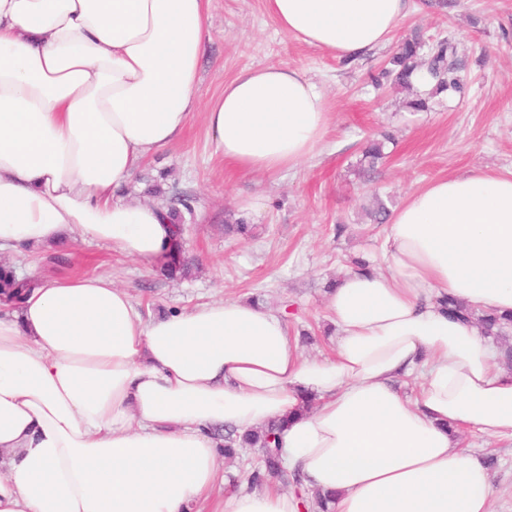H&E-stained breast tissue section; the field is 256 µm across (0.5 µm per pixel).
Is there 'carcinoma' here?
<instances>
[{
	"mask_svg": "<svg viewBox=\"0 0 512 512\" xmlns=\"http://www.w3.org/2000/svg\"><path fill=\"white\" fill-rule=\"evenodd\" d=\"M423 47L424 42L417 31L412 32L399 42L384 70V75L390 79L391 85L410 90L414 85L413 77L419 73L422 77L421 87L430 85L435 94L461 90L463 77L455 60L456 50L452 41L449 39L438 41L429 48L427 59L424 61L420 58V51ZM29 287V282L19 281L12 274L0 268L1 294L20 299ZM438 303L450 316L472 317V313L465 304L452 296H443ZM478 321L486 336H503L507 330L512 329L511 312L505 314L485 313L478 317ZM283 426L284 422L273 421L262 429L243 434L229 427L217 431V435L224 438V456L227 458L234 457L238 447L247 445L260 448L261 462L246 478L247 487L251 488L259 484L264 475L288 474V470L283 465L279 448V436Z\"/></svg>",
	"mask_w": 512,
	"mask_h": 512,
	"instance_id": "1",
	"label": "carcinoma"
}]
</instances>
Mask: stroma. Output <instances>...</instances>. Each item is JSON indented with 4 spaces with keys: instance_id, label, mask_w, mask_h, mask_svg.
Returning a JSON list of instances; mask_svg holds the SVG:
<instances>
[{
    "instance_id": "stroma-1",
    "label": "stroma",
    "mask_w": 512,
    "mask_h": 512,
    "mask_svg": "<svg viewBox=\"0 0 512 512\" xmlns=\"http://www.w3.org/2000/svg\"><path fill=\"white\" fill-rule=\"evenodd\" d=\"M209 20L210 40L199 68L202 100L219 95L225 82L247 69L302 70L321 89L331 116L321 152L292 170L250 174L225 165L202 117H195L178 143L139 163L136 177L141 201L161 197L173 206L178 197L192 199L193 213L181 219L188 276H163L158 266L79 236L62 246L34 244L1 254L0 267L30 281L112 277L146 316L224 298H255L285 317L305 355L325 356L333 347L326 332L329 285L347 271L349 258L374 261L380 254L385 228L368 216L376 201L392 210L433 179L512 170V0H460L443 9L435 0H413L393 40L414 28L432 44L452 39L465 82L463 92L431 97L424 111L407 107V94L390 85L372 86L391 46L355 60L337 58L281 30L266 0H211ZM383 131L393 136L388 156L375 172L362 175V145ZM258 193L267 196L266 209L242 216L240 203ZM240 217L258 226L256 238L225 236L226 220ZM462 440L490 465L494 512H512V440H489L473 430ZM257 463L252 448L221 458L226 486L195 504V512H215L225 492L243 483Z\"/></svg>"
}]
</instances>
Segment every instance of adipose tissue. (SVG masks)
Segmentation results:
<instances>
[{"label":"adipose tissue","mask_w":512,"mask_h":512,"mask_svg":"<svg viewBox=\"0 0 512 512\" xmlns=\"http://www.w3.org/2000/svg\"><path fill=\"white\" fill-rule=\"evenodd\" d=\"M208 0H0V251L77 234L147 263L167 209L116 194L204 110L215 152L252 173L312 158L330 115L298 69L264 66L199 104ZM338 58L385 45L409 0H268ZM472 311L453 320L438 300ZM331 355L224 299L147 318L110 278L38 279L0 301V512H187L218 480L215 431L284 418L281 456L331 512H491L461 432L512 438V372L476 318L512 310V171L412 191L376 266L328 295ZM422 372L415 396L398 379ZM222 512H300L239 490Z\"/></svg>","instance_id":"ef3b65f1"}]
</instances>
